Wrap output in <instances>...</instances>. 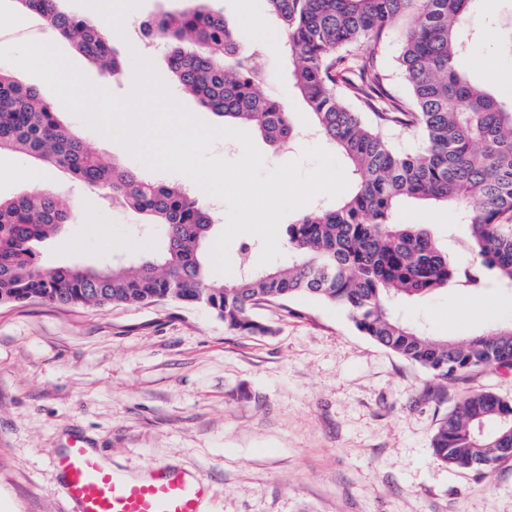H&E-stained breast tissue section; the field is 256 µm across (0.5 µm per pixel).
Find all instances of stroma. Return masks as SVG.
<instances>
[{
  "label": "stroma",
  "instance_id": "1",
  "mask_svg": "<svg viewBox=\"0 0 512 512\" xmlns=\"http://www.w3.org/2000/svg\"><path fill=\"white\" fill-rule=\"evenodd\" d=\"M187 0H123L112 24L123 35L114 53L120 74L105 76L77 46L16 0H0V27L33 25L93 83L131 92L136 26L183 9ZM238 33L243 53H256L265 92L286 103L302 130L277 147L253 141L265 170L302 161L322 145L293 80L288 45L266 0H211ZM268 28L260 34L252 20ZM512 23L505 0H475L477 33L460 66L502 100H512V57L499 48ZM149 60L176 100L213 126L224 120L185 94L168 64L167 47ZM4 69L34 87L60 121L104 158L146 180L189 185L188 177L149 170L121 144L72 114L39 78ZM46 192L69 199L74 224L43 243L44 267L142 260L162 248L158 227L129 207L51 171ZM397 224H424L456 248L465 236L455 210L426 202L398 206ZM481 302L484 315L471 313ZM448 288L402 308L431 336L463 339L512 324V288L494 285L480 300ZM291 311L263 305L255 316L269 333L240 335L208 309L172 301L104 308L37 299L0 303V512H64L63 485L52 459L82 440L113 467L142 473L163 464L200 476L214 488L207 512H512V459L482 477L456 472L433 456L440 420L471 390L512 399V369L479 368L441 385L362 335L347 314L307 296Z\"/></svg>",
  "mask_w": 512,
  "mask_h": 512
}]
</instances>
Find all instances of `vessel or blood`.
<instances>
[{
	"instance_id": "vessel-or-blood-1",
	"label": "vessel or blood",
	"mask_w": 512,
	"mask_h": 512,
	"mask_svg": "<svg viewBox=\"0 0 512 512\" xmlns=\"http://www.w3.org/2000/svg\"><path fill=\"white\" fill-rule=\"evenodd\" d=\"M67 512H201L209 486L192 474L159 466L138 478L108 467L84 442L57 456Z\"/></svg>"
}]
</instances>
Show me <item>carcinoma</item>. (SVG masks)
Segmentation results:
<instances>
[{"instance_id": "cac0c4a2", "label": "carcinoma", "mask_w": 512, "mask_h": 512, "mask_svg": "<svg viewBox=\"0 0 512 512\" xmlns=\"http://www.w3.org/2000/svg\"><path fill=\"white\" fill-rule=\"evenodd\" d=\"M18 2L102 71L122 68L100 29L60 10L58 0ZM472 2L267 0L288 42L295 85L317 132L347 160L354 186L336 206L287 226L288 267L245 265L229 285L209 277L211 215L196 195L109 162L63 125L36 89L0 68V154H24L121 198L163 234L160 255L135 265L47 269L37 246L74 223L72 205L46 192L0 198V301L101 308L169 300L207 308L233 332L259 334L268 328L254 317L257 306L286 309L310 295L345 311L360 333L440 383L477 368L511 369L512 325L455 341L427 336L396 313L441 289L477 295L492 278L512 287V103L459 69ZM403 26L398 65L407 96L399 97L387 89L377 59ZM150 28L170 50L177 83L205 108L278 147L300 136L288 106L260 91L256 54H240L237 32L221 11L200 4L163 14ZM385 130L404 131L418 144L399 149ZM407 200L453 207L472 263L456 261L426 225L393 223V211ZM503 448H512V401L489 390L465 394L432 439L439 462L469 471L480 456L485 475L495 471Z\"/></svg>"}]
</instances>
